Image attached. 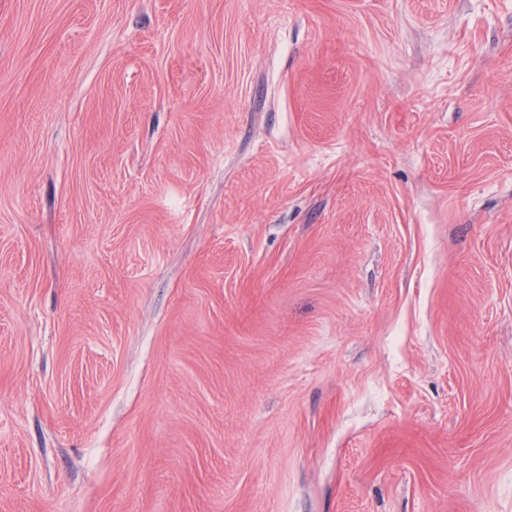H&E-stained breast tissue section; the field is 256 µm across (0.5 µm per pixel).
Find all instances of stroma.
Here are the masks:
<instances>
[{"label":"stroma","mask_w":512,"mask_h":512,"mask_svg":"<svg viewBox=\"0 0 512 512\" xmlns=\"http://www.w3.org/2000/svg\"><path fill=\"white\" fill-rule=\"evenodd\" d=\"M0 512H512V0H0Z\"/></svg>","instance_id":"1"}]
</instances>
